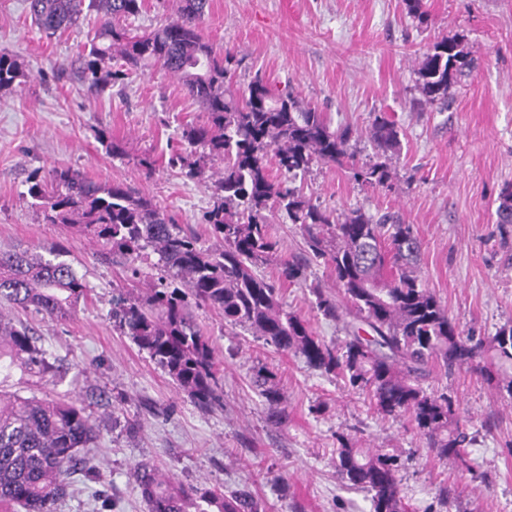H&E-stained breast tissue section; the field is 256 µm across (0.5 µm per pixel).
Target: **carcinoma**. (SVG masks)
Instances as JSON below:
<instances>
[{"label":"carcinoma","instance_id":"obj_1","mask_svg":"<svg viewBox=\"0 0 512 512\" xmlns=\"http://www.w3.org/2000/svg\"><path fill=\"white\" fill-rule=\"evenodd\" d=\"M209 0H178L177 18L148 34L120 22L138 15L142 0H27L39 31L51 37L76 25L87 7L101 24L84 56L88 90L103 96L128 71L154 67L177 78L186 97L206 111V121L183 129L185 149L167 165L205 184L220 200L204 215L213 243L175 223L153 199L124 183L95 181L59 164L34 172L28 195L48 224H62L103 249L133 263L152 252L163 275L143 281V295L112 299L118 328L167 373L177 389L202 409L224 402L221 363L192 307L224 316L230 336L248 333L293 354L315 370L341 379L366 395L387 416L410 415L425 447L471 470L466 448L475 438L473 416H463L446 389L424 386L437 367L450 373L467 368L512 399V325L484 338L466 336L437 296L424 284L421 242L409 224L393 214L378 218L360 208L336 213L300 194L292 179L318 164L354 158L355 131L332 128L326 115L303 104L288 88L260 78L240 93L226 86L234 55L216 48L200 30ZM475 62L455 40L435 44L422 55L418 81L424 102L448 101ZM28 75L17 56L0 53V93L17 91ZM373 155L352 165L358 185L392 189L389 158L401 146L396 124L376 116L366 129ZM224 168L207 173L206 161ZM275 164L282 179L270 176ZM497 223L512 224V184L503 187ZM282 213L299 231L300 255L280 263L278 281L257 273L276 257L279 240L269 213ZM62 250L46 259L28 249L0 252V303L31 309L51 321L65 320L89 288ZM322 267L327 281L312 278ZM308 285L313 309L345 332L328 343L286 309L279 283ZM41 379L60 376L59 359L38 345L26 327L0 312V512H55L68 495V478L81 473L82 453L102 433L85 400L7 395L15 372ZM266 412L281 423L285 400L277 374L253 367ZM336 472L348 487L370 494L373 512H406L401 479L382 449L336 435ZM134 482L147 512H259L247 490L201 492L148 466L134 467Z\"/></svg>","mask_w":512,"mask_h":512}]
</instances>
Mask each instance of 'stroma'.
<instances>
[{
  "mask_svg": "<svg viewBox=\"0 0 512 512\" xmlns=\"http://www.w3.org/2000/svg\"><path fill=\"white\" fill-rule=\"evenodd\" d=\"M423 8L421 22L410 16L407 0H210L200 28L239 59L232 90L259 75L291 86L333 124L363 129L377 115L397 123L392 190L361 189L333 164L315 166L300 186L323 208L393 213L412 225L426 286L464 333L486 337L512 321V224L497 223L495 215L502 188L512 183V0H423ZM99 26L86 10L76 26L49 37L34 26L26 0H0V51L17 55L34 75L0 96V251L44 255L63 244L91 290L62 321L4 311L30 325L61 364L60 378L16 375L7 391L83 395L102 430L94 450L101 481L73 475L56 512H147L132 479L139 462L203 490L248 488L260 512H371L369 495L336 476L340 433L396 455L409 512H512V403L468 369L428 380L493 425L469 446L472 469L462 472L427 452L405 418L378 414L341 380L251 336L225 335L217 311L196 312L224 375V405L209 412L115 326L113 290L137 286L130 265L105 258L83 235L45 223L27 193L30 174L65 164L98 181L134 186L205 244L210 238L200 218L215 198L178 170L151 173L140 164L180 150L183 127L204 119L177 79L151 68L110 95L90 94L83 55ZM451 37L461 38L476 67L450 90L443 109L422 106L419 60ZM106 137L121 142L124 154L107 153ZM282 298L317 336L343 338L312 309L307 288L283 284ZM259 362L277 374L288 409L283 425L269 423L252 387ZM131 420L139 429L128 430ZM443 487L450 493L444 506Z\"/></svg>",
  "mask_w": 512,
  "mask_h": 512,
  "instance_id": "obj_1",
  "label": "stroma"
}]
</instances>
